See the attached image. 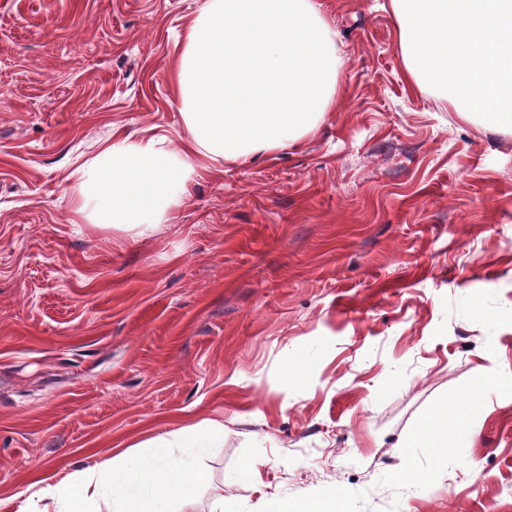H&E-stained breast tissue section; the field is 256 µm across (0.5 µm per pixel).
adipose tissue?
<instances>
[{
  "label": "adipose tissue",
  "instance_id": "obj_1",
  "mask_svg": "<svg viewBox=\"0 0 512 512\" xmlns=\"http://www.w3.org/2000/svg\"><path fill=\"white\" fill-rule=\"evenodd\" d=\"M411 83L435 90L464 122L512 135V0H390ZM338 35L314 0H205L177 67L188 138L116 133L71 173V206L90 223L147 237L183 206L200 159L252 162L300 145L336 105ZM466 406L434 411L414 434L447 452ZM224 443L206 420L148 441L149 455L117 457L34 482L17 512H196L204 476L196 451Z\"/></svg>",
  "mask_w": 512,
  "mask_h": 512
}]
</instances>
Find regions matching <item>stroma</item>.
<instances>
[{"label":"stroma","mask_w":512,"mask_h":512,"mask_svg":"<svg viewBox=\"0 0 512 512\" xmlns=\"http://www.w3.org/2000/svg\"><path fill=\"white\" fill-rule=\"evenodd\" d=\"M204 2L0 0V512L207 419L199 512H512V136L408 82L389 0H315L345 72L301 145L200 170L149 237L73 212L113 131L182 146ZM450 401L471 428L413 447ZM342 500L333 494L315 495L298 512H343Z\"/></svg>","instance_id":"stroma-1"}]
</instances>
